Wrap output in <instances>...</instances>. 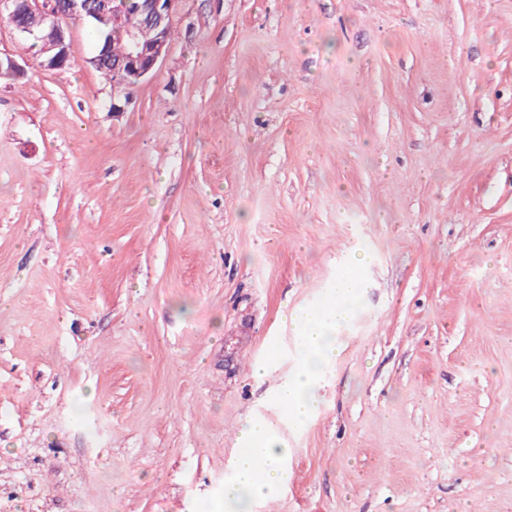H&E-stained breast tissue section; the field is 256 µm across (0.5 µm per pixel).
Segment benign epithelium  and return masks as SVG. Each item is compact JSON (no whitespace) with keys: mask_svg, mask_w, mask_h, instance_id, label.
<instances>
[{"mask_svg":"<svg viewBox=\"0 0 512 512\" xmlns=\"http://www.w3.org/2000/svg\"><path fill=\"white\" fill-rule=\"evenodd\" d=\"M112 0H28L29 12L54 23L48 32L43 33L36 25L17 23L13 0H0V18L6 19L22 35L43 42V52L47 56L42 66L48 70H57L70 64V24L69 19L76 17L80 22H103L120 25L124 22L122 8L111 6ZM182 0H142L139 10L147 18L150 36L140 30H131L129 46L124 57L112 63V79L138 87L150 78L163 64L170 48L169 26L181 7Z\"/></svg>","mask_w":512,"mask_h":512,"instance_id":"obj_1","label":"benign epithelium"}]
</instances>
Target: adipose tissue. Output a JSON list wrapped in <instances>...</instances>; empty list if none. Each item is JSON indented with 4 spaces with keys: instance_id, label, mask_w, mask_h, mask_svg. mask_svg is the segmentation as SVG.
Wrapping results in <instances>:
<instances>
[{
    "instance_id": "ef3b65f1",
    "label": "adipose tissue",
    "mask_w": 512,
    "mask_h": 512,
    "mask_svg": "<svg viewBox=\"0 0 512 512\" xmlns=\"http://www.w3.org/2000/svg\"><path fill=\"white\" fill-rule=\"evenodd\" d=\"M358 286L354 273H347L337 280L323 306L283 316L296 334L298 368L282 385L279 400L286 415L295 421L308 420L317 409V383L337 354L336 332L350 318ZM239 439L244 449L232 462L235 481L225 488L224 500L213 512H251L253 501L278 493L291 480L286 465L290 450L271 422L246 417Z\"/></svg>"
}]
</instances>
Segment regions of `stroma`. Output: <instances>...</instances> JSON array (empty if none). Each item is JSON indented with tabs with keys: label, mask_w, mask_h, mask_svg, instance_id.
Returning a JSON list of instances; mask_svg holds the SVG:
<instances>
[{
	"label": "stroma",
	"mask_w": 512,
	"mask_h": 512,
	"mask_svg": "<svg viewBox=\"0 0 512 512\" xmlns=\"http://www.w3.org/2000/svg\"><path fill=\"white\" fill-rule=\"evenodd\" d=\"M172 26L116 114L90 28L48 70L0 19V512H212L241 421L283 412V312L349 271L253 512H512V0H184Z\"/></svg>",
	"instance_id": "1"
}]
</instances>
